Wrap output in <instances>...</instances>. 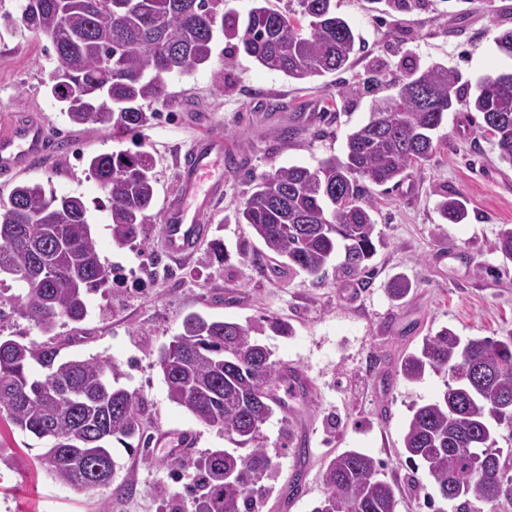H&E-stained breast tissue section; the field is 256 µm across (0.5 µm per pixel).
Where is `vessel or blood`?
Instances as JSON below:
<instances>
[{"label": "vessel or blood", "mask_w": 512, "mask_h": 512, "mask_svg": "<svg viewBox=\"0 0 512 512\" xmlns=\"http://www.w3.org/2000/svg\"><path fill=\"white\" fill-rule=\"evenodd\" d=\"M52 147L46 127L38 121L26 120L0 132V175L16 173L29 161ZM224 163V142L220 137L199 139L185 155L180 171L178 195L168 202L163 230L167 254L177 258L192 254L206 238L208 229L201 216L212 199L222 194L224 180L216 171ZM282 383L285 395L280 398L282 410H290V402L308 396L312 384L307 374L292 365H283Z\"/></svg>", "instance_id": "b4317fda"}]
</instances>
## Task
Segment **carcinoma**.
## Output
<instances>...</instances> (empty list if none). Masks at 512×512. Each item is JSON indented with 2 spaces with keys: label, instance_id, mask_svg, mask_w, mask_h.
Segmentation results:
<instances>
[{
  "label": "carcinoma",
  "instance_id": "carcinoma-1",
  "mask_svg": "<svg viewBox=\"0 0 512 512\" xmlns=\"http://www.w3.org/2000/svg\"><path fill=\"white\" fill-rule=\"evenodd\" d=\"M242 20L224 0H24L21 21L46 37L57 66L48 89L74 125L91 124L120 138L149 125L148 106L164 97L170 76H187L211 60L219 31L233 52L292 80L344 71L358 53L357 36L332 0H297V10L252 0ZM462 75L432 65L395 81L397 95L375 107L347 136L342 156L310 168L293 164L254 179L238 209L281 267L319 277L335 266L340 277L369 276L377 251L374 205L365 184H399L408 171L441 149L434 139L445 114L461 106L479 112L499 161L512 166V71L479 79L472 98L457 96ZM88 172L110 202L112 241L122 248L142 232L157 182L144 150L92 156ZM442 220L462 224L466 202L446 193ZM492 249L512 260V225L501 226ZM46 268L36 277L32 265ZM16 282V312L50 335L63 320L88 315V294L110 280L79 196H57L40 183L14 187L0 205V274ZM261 329L187 315L160 349L158 364L171 402L217 429L231 448H213L193 463L198 512H258L270 474L263 426L273 414L276 363L256 334ZM445 376L437 396L411 408L402 445L420 462L440 498L458 512H500L512 504V455L496 428L512 439V334L462 340L444 326L402 356L398 376L409 383L427 370ZM0 414L20 431L48 442L39 465L57 481L81 489L119 465L112 439L143 438L141 400L112 384V363L61 359L49 343L0 336ZM382 464L358 448L331 458L327 492L312 512H396L400 489L381 477Z\"/></svg>",
  "mask_w": 512,
  "mask_h": 512
}]
</instances>
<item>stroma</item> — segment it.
<instances>
[{"label": "stroma", "mask_w": 512, "mask_h": 512, "mask_svg": "<svg viewBox=\"0 0 512 512\" xmlns=\"http://www.w3.org/2000/svg\"><path fill=\"white\" fill-rule=\"evenodd\" d=\"M22 0H0V130L32 117L54 143L25 171L0 176V202L21 182H37L56 195L82 197L93 221L92 234L104 265L149 260L175 271L173 279L146 280L89 296L88 317L59 322L53 342L61 358H96L112 364V380L143 400L142 428L191 429L198 452L224 447L217 429L199 423L172 403L158 365L159 349L178 333L184 317H211L257 325L277 318L288 336L265 331L260 340L276 362L306 371L310 397L296 399L295 417L274 412L263 427L272 475L264 483L260 512H312L326 492V460L358 448L384 464V475L401 489L397 512H429L437 491L424 468L407 461L402 437L414 404L433 399L441 374L427 372L409 384L396 374L399 357L440 327L459 336L498 338L512 332V262L491 245L504 224H512V168L501 164L476 112L449 113L438 130L440 155L410 171L400 185L373 187L376 230L381 243L370 261L376 276L365 283L328 269L319 278L272 273L256 262L265 247L236 213L250 194V181L271 168H311L342 155L347 135L368 121L375 105L394 96L397 78L414 68L440 64L457 69L462 95H473L478 79L512 70V58L496 47L502 29L512 28V0H410L407 8L389 0H335L362 48L348 70L312 81H291L245 55L233 66L216 37L209 63L185 77L166 81L158 116L135 139H114L90 126L70 125L47 92L56 67L49 40L21 22ZM355 88L341 96L344 85ZM304 113L294 138L283 137L293 114ZM219 135L225 156L224 192L207 210L208 239L181 260L163 245V212L179 188L183 154L201 137ZM142 145L156 161L155 198L143 236L119 248L108 226V201L90 176L87 157ZM463 197L469 218L442 223L440 193ZM229 252L212 265L211 240ZM444 258L435 259L436 250ZM408 281L400 300L392 282ZM309 436L311 453L297 466L286 438ZM44 443L0 416V512H195L184 493L194 470L191 459L161 447L132 449L113 442L121 469L110 487L77 489L55 480L36 464ZM304 469L307 490L280 510L296 469Z\"/></svg>", "instance_id": "obj_1"}]
</instances>
